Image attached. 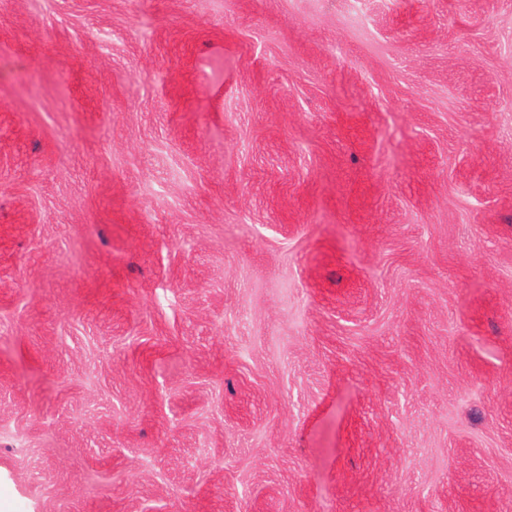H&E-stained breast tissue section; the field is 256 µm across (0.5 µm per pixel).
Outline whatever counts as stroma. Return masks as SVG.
<instances>
[{
  "instance_id": "1",
  "label": "stroma",
  "mask_w": 512,
  "mask_h": 512,
  "mask_svg": "<svg viewBox=\"0 0 512 512\" xmlns=\"http://www.w3.org/2000/svg\"><path fill=\"white\" fill-rule=\"evenodd\" d=\"M0 512H512V0H0Z\"/></svg>"
}]
</instances>
